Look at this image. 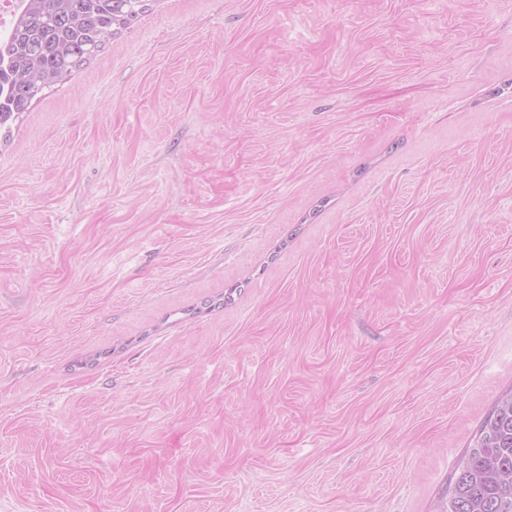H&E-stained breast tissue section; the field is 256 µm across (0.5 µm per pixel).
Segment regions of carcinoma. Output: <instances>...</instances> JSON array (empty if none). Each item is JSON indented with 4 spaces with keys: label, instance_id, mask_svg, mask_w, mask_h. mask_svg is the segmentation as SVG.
Masks as SVG:
<instances>
[{
    "label": "carcinoma",
    "instance_id": "1",
    "mask_svg": "<svg viewBox=\"0 0 512 512\" xmlns=\"http://www.w3.org/2000/svg\"><path fill=\"white\" fill-rule=\"evenodd\" d=\"M150 0H24L0 40V131L44 88L80 68L130 27ZM438 512H512V390L502 394L466 452Z\"/></svg>",
    "mask_w": 512,
    "mask_h": 512
}]
</instances>
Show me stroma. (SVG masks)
I'll return each instance as SVG.
<instances>
[{"label":"stroma","instance_id":"obj_1","mask_svg":"<svg viewBox=\"0 0 512 512\" xmlns=\"http://www.w3.org/2000/svg\"><path fill=\"white\" fill-rule=\"evenodd\" d=\"M512 388V0H156L0 141V512H434Z\"/></svg>","mask_w":512,"mask_h":512}]
</instances>
